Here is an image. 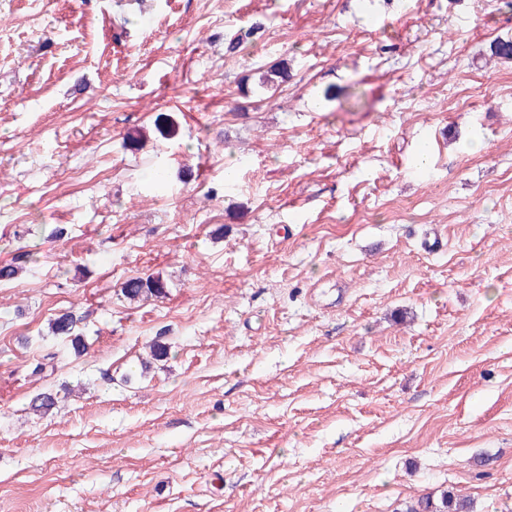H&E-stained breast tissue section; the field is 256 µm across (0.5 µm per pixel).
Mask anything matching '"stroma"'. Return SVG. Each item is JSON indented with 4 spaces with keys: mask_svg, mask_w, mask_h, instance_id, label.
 Wrapping results in <instances>:
<instances>
[{
    "mask_svg": "<svg viewBox=\"0 0 512 512\" xmlns=\"http://www.w3.org/2000/svg\"><path fill=\"white\" fill-rule=\"evenodd\" d=\"M498 38L506 0H0V512H512ZM166 283L158 277H134L121 284L119 294L130 302L148 301L165 293ZM81 320L82 319L72 311L64 312L51 320L49 324L50 332L53 336L67 338L73 350L77 351V353H82L87 348L80 332L79 324ZM467 512L468 505L465 500H455L449 492H444L441 502L436 505L430 499L420 501L416 506H410L406 512Z\"/></svg>",
    "mask_w": 512,
    "mask_h": 512,
    "instance_id": "35a3bbf8",
    "label": "stroma"
}]
</instances>
